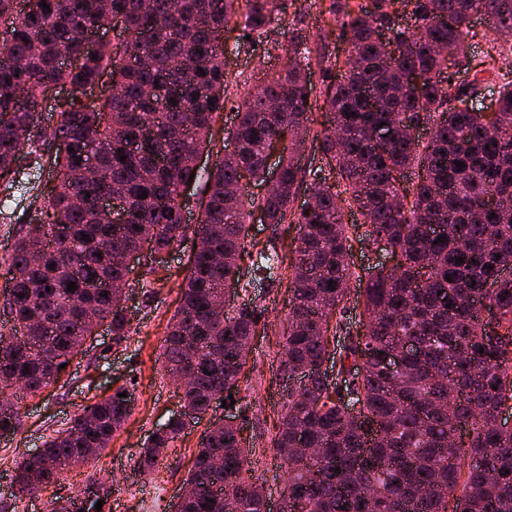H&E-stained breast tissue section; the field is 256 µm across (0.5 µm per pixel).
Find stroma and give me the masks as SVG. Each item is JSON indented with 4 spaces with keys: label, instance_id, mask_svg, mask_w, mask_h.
Returning <instances> with one entry per match:
<instances>
[{
    "label": "stroma",
    "instance_id": "1",
    "mask_svg": "<svg viewBox=\"0 0 512 512\" xmlns=\"http://www.w3.org/2000/svg\"><path fill=\"white\" fill-rule=\"evenodd\" d=\"M267 41L269 51L265 54L243 44L230 46L228 82L237 96L256 88L268 68L285 64L287 25L273 26ZM55 183L52 169L40 170L36 192L17 196L10 206V219H0V262L10 254L19 226L34 216L36 195H48ZM194 245L193 236H186L154 261V273L141 270L130 281L125 302L130 330L125 341L114 343L110 329L100 327L98 336L83 354L72 359L58 383L25 399L20 428L0 436V512H48L46 498L15 499L12 479L16 461L39 448L46 436L69 427L86 405L131 385L136 388V401L123 429L99 459L65 474L66 488H78L93 476L112 487L104 512H171L203 432L229 415L244 437L254 441L258 449L255 475L265 489L272 512H278L285 472L270 439L276 432L282 394L288 387L278 368L288 312V287L284 284L258 285L248 291L249 297L266 310L270 328L267 335L255 337L252 342L253 369L247 390L236 396L234 405L214 403L208 414L161 459L154 478L144 477L135 467L157 425L184 411L175 385L162 368L161 354L169 320L180 303V284Z\"/></svg>",
    "mask_w": 512,
    "mask_h": 512
}]
</instances>
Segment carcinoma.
<instances>
[{
  "label": "carcinoma",
  "instance_id": "carcinoma-1",
  "mask_svg": "<svg viewBox=\"0 0 512 512\" xmlns=\"http://www.w3.org/2000/svg\"><path fill=\"white\" fill-rule=\"evenodd\" d=\"M299 2L31 0L20 10L17 0H0V56L23 61L16 69L0 66V185L24 188L28 170L45 163L57 180L5 262L3 307L12 325L8 336L0 334V432L21 425L18 394L57 381L60 365L98 325L107 324L115 341L125 339L122 291L102 288L125 277L113 252L136 251L146 241L156 252L173 248L190 228L181 189L202 179L207 201L195 229L202 247L190 259L163 351L173 381L193 376L180 393L189 418H172L152 433L139 472L153 474L215 396L240 392L252 339L269 324L251 302L230 313L217 309L216 299L244 276L238 260L260 212L267 224L295 229L289 263L276 247H263L248 272L273 284L288 266L278 368L308 373L288 387L270 439L287 473L281 512H512V428L494 424L512 401V80L501 73L512 61L498 38L512 31V0H401L409 27L395 0H321V13L340 23L349 44L344 60L323 45L311 49L304 30L290 25L285 66L241 102L231 100V22L242 16L239 39L249 35L247 44L260 46L273 24L299 15ZM479 10L493 34L478 56L469 39L477 37L471 17ZM110 15L131 41L92 47L77 39ZM384 30L396 41L395 60L380 40ZM132 50L147 67L129 61ZM313 63L323 71L317 93L299 72ZM415 73L422 87L411 94L405 87ZM104 74L121 94L87 109L69 104L49 128L33 123L50 86H89ZM486 87L497 88L494 119L458 108ZM227 108L235 113L228 132L235 147L223 154L214 131ZM314 111L324 121L312 136ZM421 125L431 126L425 141L408 132ZM58 140L74 151L54 150ZM273 148L275 191L249 197L236 190L244 175L266 180ZM212 150L219 159L204 171L196 159ZM308 151L334 164L336 181L303 163ZM415 168L417 180L402 185L401 176ZM113 188L127 201L120 224L98 207ZM302 188L309 202L296 209ZM144 191L147 198H139ZM347 209L370 226L369 244L396 259L358 277L361 334L347 321L354 275ZM336 336L347 339L340 352L330 349ZM401 342L411 349L392 372L386 352ZM350 358L357 363L353 380L328 382L322 363L340 375ZM134 401V391L119 389L47 437L16 467V498H38L61 485L71 461L97 458ZM255 455L240 429L212 426L174 512H266ZM217 457L224 468L214 467ZM98 483L91 477L66 499L50 500V512H97L96 503L111 494L95 492Z\"/></svg>",
  "mask_w": 512,
  "mask_h": 512
}]
</instances>
